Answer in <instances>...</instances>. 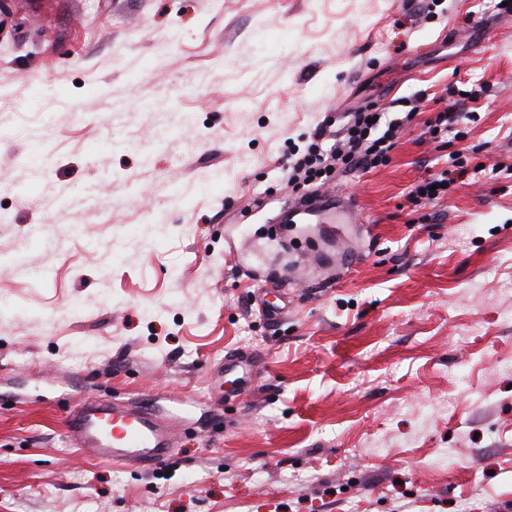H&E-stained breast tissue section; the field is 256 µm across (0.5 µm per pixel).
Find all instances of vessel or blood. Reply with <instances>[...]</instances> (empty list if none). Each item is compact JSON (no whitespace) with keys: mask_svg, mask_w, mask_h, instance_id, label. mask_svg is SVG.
Returning a JSON list of instances; mask_svg holds the SVG:
<instances>
[{"mask_svg":"<svg viewBox=\"0 0 512 512\" xmlns=\"http://www.w3.org/2000/svg\"><path fill=\"white\" fill-rule=\"evenodd\" d=\"M252 365L250 357L226 355L218 366L213 388H222L224 374ZM177 417V409L164 408L157 395L149 394L136 401L81 400L66 412L64 425L72 448L124 466L158 468L168 462L176 444Z\"/></svg>","mask_w":512,"mask_h":512,"instance_id":"1","label":"vessel or blood"}]
</instances>
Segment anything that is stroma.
<instances>
[{
	"label": "stroma",
	"instance_id": "obj_1",
	"mask_svg": "<svg viewBox=\"0 0 512 512\" xmlns=\"http://www.w3.org/2000/svg\"><path fill=\"white\" fill-rule=\"evenodd\" d=\"M0 512H507L512 15L495 0H0ZM497 25L486 38L473 25ZM167 41L166 57L155 54ZM476 90L464 140L425 121ZM419 98L388 165L344 172L341 242L286 221L282 166L366 100ZM465 174L417 222L449 153ZM286 272L288 316L254 271ZM252 355L251 389L210 371ZM154 391L166 467L71 449L74 399ZM457 460L437 464L441 449ZM461 157L459 153L448 154L446 168L414 184L407 196L408 201L415 208L413 212L428 205H434L448 195L451 185L455 182L454 175L457 173V176H463L467 173L466 162ZM433 185H438V188L431 191Z\"/></svg>",
	"mask_w": 512,
	"mask_h": 512
}]
</instances>
